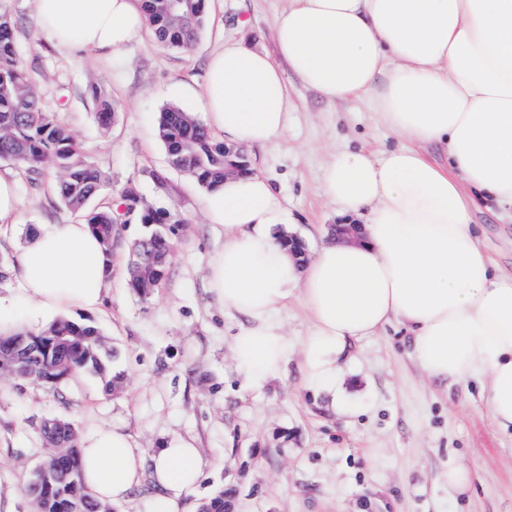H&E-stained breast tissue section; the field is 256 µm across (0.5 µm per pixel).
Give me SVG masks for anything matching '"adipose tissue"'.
Listing matches in <instances>:
<instances>
[{
	"label": "adipose tissue",
	"instance_id": "obj_1",
	"mask_svg": "<svg viewBox=\"0 0 512 512\" xmlns=\"http://www.w3.org/2000/svg\"><path fill=\"white\" fill-rule=\"evenodd\" d=\"M44 32L65 51L116 53L141 39L142 0H35ZM275 53L225 42L207 64L199 106L227 145L277 146L295 102L292 79L328 100L360 98L408 144L376 158L336 153L321 191L361 224L301 261L283 245L293 219L258 173L225 178L204 208L224 232L207 279L220 308L243 322L234 361L248 387L282 375L291 342L278 319L299 299L306 387L335 390L354 341L398 321L431 379L488 381V410L512 426V276L497 271L472 222L476 199L512 205V0H289ZM439 145L445 163L421 146ZM25 317L0 298V336L47 316L94 310L112 259L89 226L35 224L17 255ZM86 486L119 506L144 483L152 512H181L203 476L194 438L145 454L123 428L80 440Z\"/></svg>",
	"mask_w": 512,
	"mask_h": 512
}]
</instances>
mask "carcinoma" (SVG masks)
Wrapping results in <instances>:
<instances>
[{
    "label": "carcinoma",
    "instance_id": "obj_1",
    "mask_svg": "<svg viewBox=\"0 0 512 512\" xmlns=\"http://www.w3.org/2000/svg\"><path fill=\"white\" fill-rule=\"evenodd\" d=\"M144 9L154 41L169 49H189L204 27L203 0H184L177 15L169 12L167 0H144ZM96 98L97 120L108 125L114 107L105 96ZM157 124L159 140L167 157L177 160L179 171L206 189L223 184L225 163L229 162L224 156V140L176 104L162 108ZM0 159L12 162L35 187L54 172L58 199L82 213L83 222L101 238L106 252L112 253L119 213L110 208L85 210L92 198L105 191L106 180L80 157L70 132L42 107L31 87L30 71L18 54L14 23L6 14H0ZM120 197V209L132 213L145 228L131 244L132 262L143 268L144 276L128 278V286L147 295L168 275L174 226L184 219L175 212L145 205L132 187L122 189ZM20 336L39 346L33 379L55 386L74 373L87 372L105 380L109 388L118 386L120 377L111 374L114 354L95 327L60 318L40 331L13 334ZM39 434L53 449L42 464L52 478L44 484L27 483L25 491L35 512H65L72 500L81 505V512H100L84 484L74 424L60 418L53 427L40 428Z\"/></svg>",
    "mask_w": 512,
    "mask_h": 512
}]
</instances>
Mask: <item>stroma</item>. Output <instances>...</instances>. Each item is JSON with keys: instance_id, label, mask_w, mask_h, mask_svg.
I'll return each mask as SVG.
<instances>
[{"instance_id": "stroma-1", "label": "stroma", "mask_w": 512, "mask_h": 512, "mask_svg": "<svg viewBox=\"0 0 512 512\" xmlns=\"http://www.w3.org/2000/svg\"><path fill=\"white\" fill-rule=\"evenodd\" d=\"M286 6L287 0H208L203 32L188 50L162 47L147 32L117 54L75 56L40 30L34 0H0V13L20 24L19 55L45 110L71 129L82 159L111 184L92 207H110L118 190L131 186L146 204L184 219L159 288L144 297L129 288L128 246L143 228L123 224L112 248L109 296L98 309L68 315L118 349L120 388L107 389L88 374L55 387L0 375V512H33L24 487L50 453L39 427L54 417L70 420L81 435L124 427L148 451L174 434L193 437L205 467L186 512H198L222 489L232 493L236 512H512V429L492 422L484 381H429L400 324L354 343L332 395L304 387L295 351L286 377L260 390L247 388L235 366L239 320L217 306L206 280L224 233L207 221L203 187L169 169L156 120L170 103L195 111L208 59L224 40L274 51V21ZM96 89L115 109L105 129L95 119ZM296 99L286 138L248 155L280 191L311 254L340 222L320 192L332 154L363 146L379 155L400 140L365 101L330 103L301 86ZM153 170L165 172L167 188L156 187ZM0 171L12 173L20 199L15 223L0 229V257L12 265L27 225L69 224L79 216L49 185L30 186L11 162L0 160ZM472 222L489 256L511 276L512 208L478 203ZM452 466L469 476L454 491Z\"/></svg>"}]
</instances>
